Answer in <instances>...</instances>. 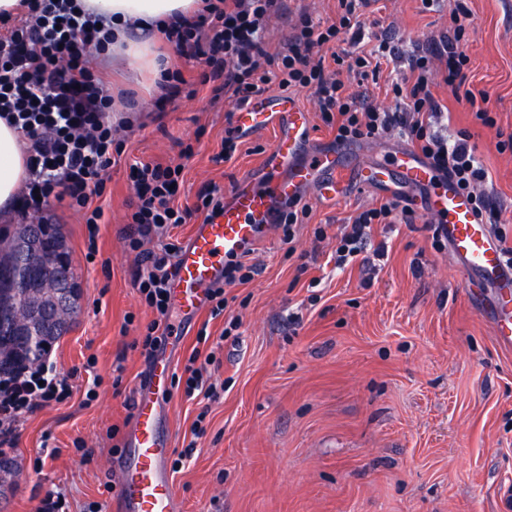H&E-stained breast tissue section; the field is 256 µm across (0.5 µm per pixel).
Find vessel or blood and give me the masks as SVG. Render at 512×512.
Listing matches in <instances>:
<instances>
[{
	"mask_svg": "<svg viewBox=\"0 0 512 512\" xmlns=\"http://www.w3.org/2000/svg\"><path fill=\"white\" fill-rule=\"evenodd\" d=\"M234 126L252 135L269 131L271 145L259 165L239 178L224 196L218 215L196 224L176 256L170 311L181 327L153 359V369L134 390L125 452L117 466L114 512H178L168 466L172 436L165 425L164 400L172 360L168 350L187 335L209 305L211 288L224 281V263L253 256L278 222L281 207L306 196L335 201L356 189L408 195L446 242L459 266L467 294L486 304L498 343L512 347V255L477 216L467 193L425 157L403 149L394 167L358 161L346 143L315 145L308 112L290 96L265 93L234 112Z\"/></svg>",
	"mask_w": 512,
	"mask_h": 512,
	"instance_id": "vessel-or-blood-1",
	"label": "vessel or blood"
}]
</instances>
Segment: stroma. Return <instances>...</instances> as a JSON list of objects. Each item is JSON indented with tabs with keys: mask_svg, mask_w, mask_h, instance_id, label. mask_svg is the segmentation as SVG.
<instances>
[{
	"mask_svg": "<svg viewBox=\"0 0 512 512\" xmlns=\"http://www.w3.org/2000/svg\"><path fill=\"white\" fill-rule=\"evenodd\" d=\"M455 0H377L363 17L359 48L389 40L397 60L383 61L374 105L391 110L392 81L407 77L401 58L449 31ZM469 57L465 86L489 94L496 127L480 125L456 101L433 63V92L449 110L437 133L470 143L504 205L498 232L512 245V0H466ZM336 0H291L267 25L279 45L300 15L335 17ZM113 90L135 92L139 109L116 112L123 146L103 197L94 260L81 213L55 206L81 284V309L50 359L76 372L70 398L24 414L9 452L18 465L0 512H36L46 490L65 512H113V460L131 422L138 379L150 362L134 349L155 314L142 300L136 252L125 242L134 198L130 166L184 163L178 203L193 206L213 182L232 189L268 150L271 133L242 138L221 160L227 115L234 107L196 96L155 107L151 74H130L103 61ZM191 158H183L185 147ZM360 191L333 203L310 200L293 243L274 229L251 262L258 275L226 287L217 318L202 314L221 365L219 399L204 402L171 388L168 425L174 452L189 450L174 472L180 512H512V348L500 346L472 305L447 247L436 246L423 218L374 225L365 250L336 267V237L356 210L385 203ZM323 239H316V230ZM235 335L224 336L229 319ZM97 398L84 405L88 388ZM206 432L194 437L199 412ZM119 436H112V429Z\"/></svg>",
	"mask_w": 512,
	"mask_h": 512,
	"instance_id": "1",
	"label": "stroma"
}]
</instances>
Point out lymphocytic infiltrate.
<instances>
[{"label": "lymphocytic infiltrate", "instance_id": "f902f5d3", "mask_svg": "<svg viewBox=\"0 0 512 512\" xmlns=\"http://www.w3.org/2000/svg\"><path fill=\"white\" fill-rule=\"evenodd\" d=\"M200 2L197 13L168 23L163 34L179 58L200 67L198 84L210 86L212 101L225 100L237 107L273 82L283 89H311L322 122L335 129L337 140L352 142L399 129L470 195L478 214L495 209L496 202L486 190L488 175L468 134L447 140L431 131L442 116L432 91L430 64L436 58L446 64L443 83L452 92H463L465 100L476 106L475 117L483 126L496 124L490 112L477 107L475 93L462 87L468 62L461 48L468 14L465 6L457 8L452 35L441 36L434 49L407 58L415 80L394 85L400 108L387 112L370 101L367 58L354 60L360 70L356 89L347 88L338 72L344 63L337 51L341 37L360 27V18L372 0H337L335 18L323 23L301 17L274 50L265 39V25L286 9L287 0ZM111 43V19L97 18L78 0H26V11L17 20L0 22V114L30 144L29 178L14 204L21 220L42 218L52 203L64 202L84 212L88 234L96 236L104 213L90 202L104 192L112 166V112L118 105L130 111L138 106L133 92L115 95L103 82L100 58ZM182 171L179 165L142 162L131 167L135 200L129 221L134 230L126 241L130 250L141 254L143 267L136 285L146 305L157 314L140 343L147 356L172 333L168 284L174 265L170 258L179 246L166 244L164 256L159 257L145 252L144 243L171 225L208 218L224 206L223 190L212 183L199 191L194 207L177 206ZM398 207V202L390 201L350 217L351 229L336 248L337 266L358 255L372 225L392 223ZM71 393L69 377L47 364L1 380L0 445L12 442L25 413Z\"/></svg>", "mask_w": 512, "mask_h": 512}]
</instances>
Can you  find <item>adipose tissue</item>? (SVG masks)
<instances>
[{
	"label": "adipose tissue",
	"mask_w": 512,
	"mask_h": 512,
	"mask_svg": "<svg viewBox=\"0 0 512 512\" xmlns=\"http://www.w3.org/2000/svg\"><path fill=\"white\" fill-rule=\"evenodd\" d=\"M91 12L112 20V51L128 67L159 74L151 51L157 25L175 14H190L197 0H81ZM28 144L18 130L0 117V221L9 222L12 204L29 176Z\"/></svg>",
	"instance_id": "ef3b65f1"
}]
</instances>
